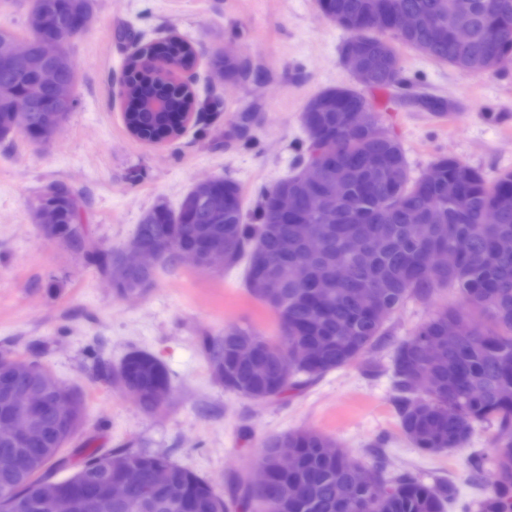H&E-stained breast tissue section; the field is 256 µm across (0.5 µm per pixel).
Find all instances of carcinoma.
<instances>
[{
	"mask_svg": "<svg viewBox=\"0 0 512 512\" xmlns=\"http://www.w3.org/2000/svg\"><path fill=\"white\" fill-rule=\"evenodd\" d=\"M321 13L351 36L360 39L370 57L373 80L369 88H391L402 77L400 55L394 42L424 57L455 69L477 74L495 72L498 53L512 50V0H317ZM405 11L421 18L416 29L401 33L395 23ZM90 12V0H32L24 22L25 36L12 28L0 29V141L13 139L15 108L25 104L27 138L40 139L42 131L66 122L75 100L54 101L52 83L39 70L21 72L9 63L13 45L24 39L29 54L41 55V42L75 27ZM58 24L44 27V16ZM464 22L471 39L459 44L454 27ZM168 56L189 69L195 53L181 39L145 43L125 62L124 119L131 134L143 139L180 130L181 115L190 112L194 96L153 66ZM233 81L244 80L249 69L243 61H224L221 51L209 60ZM62 80L73 77L71 58L64 54L44 62ZM366 102L349 87L325 89L314 95L301 113L307 149L293 171L261 195L258 223H244L238 185L217 179L210 188L193 186L175 208L165 202L147 211L135 235L167 248L159 266H172L182 249L203 251L224 246L225 264L246 261L245 285L278 316L281 336L272 341L248 326H229L206 338L203 349L216 379L230 392L256 400L282 399L309 380L355 363L388 336L387 323L409 298L425 299L445 292L454 297L422 322L413 336L394 348L392 373L394 404L406 438L421 451L436 454L463 447L480 426L493 428L491 454L474 457L469 466L479 476L486 464L499 479L478 501L477 512H512V252L498 243L512 240V170L501 171L490 182L482 172L452 156L437 157L429 181L412 175L401 144L380 124L377 113L363 129L350 128L351 107ZM322 150L326 179L310 185L300 178L312 158L313 146ZM224 193V211L216 214L205 205L209 190ZM294 193L300 203L292 216L275 209V196ZM338 195L335 206L317 209L316 197ZM53 202L59 212V238L105 273H114L115 255L94 248L81 224L83 199L65 185H45L36 203ZM494 222L486 223V215ZM323 239L322 251L305 252L306 235ZM448 246L459 253L450 269L427 264L430 250ZM310 265L307 282L294 278V266ZM348 276L336 282V266ZM156 273L129 274L120 294H136L151 287ZM459 336L443 339L448 320ZM314 348L307 364L292 360V352ZM1 374L6 386L18 390L41 381L47 400L36 422L43 428L40 448L29 451L33 465L22 473L9 472L10 445L0 443V512H13L18 500L37 499L39 486L48 480L49 464L80 429L85 405L76 389L58 380L36 362H18ZM137 384L134 402L145 412L165 406L162 392L171 387L164 365L146 352H131L118 365ZM70 403L68 425L60 426L56 402ZM323 448L336 449L326 456ZM295 454L298 468L291 474L277 468L281 455ZM260 463L273 475L269 491L248 488L229 503L209 482L160 453L118 448L106 454L86 453L80 467L66 477L72 498H63L36 512H89L84 491L102 490L124 475L125 468L140 470L152 491L136 488L112 512H446L451 490L429 485L408 474L386 475L380 464L368 467L370 482L356 481L361 463L335 442L312 430L278 434L265 444ZM307 488L301 500L292 497L293 484ZM386 484L380 496L376 487Z\"/></svg>",
	"mask_w": 512,
	"mask_h": 512,
	"instance_id": "obj_1",
	"label": "carcinoma"
}]
</instances>
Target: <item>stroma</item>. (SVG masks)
<instances>
[{"instance_id": "stroma-1", "label": "stroma", "mask_w": 512, "mask_h": 512, "mask_svg": "<svg viewBox=\"0 0 512 512\" xmlns=\"http://www.w3.org/2000/svg\"><path fill=\"white\" fill-rule=\"evenodd\" d=\"M90 15L87 30L65 44L76 107L56 138L0 142V353L38 361L80 389L85 431L97 447L166 454L227 498L253 483L268 438L303 429L363 463L380 451L388 471L451 486L448 512L471 506L482 492L469 480L467 459L489 454L490 431H476L466 447L429 454L406 439L392 404V352L443 296L407 301L390 318L386 340L356 363L284 400H254L225 390L201 349L204 337L232 325L278 337V317L246 290L243 265L202 269L182 261L126 297L32 220V204L51 181L84 193L90 240L116 252L154 204L177 206L203 178L236 180L244 211L253 214L261 192L301 150L307 101L330 87L355 86L342 61L347 32L316 0H91ZM131 20L155 42L189 37L197 55L192 88L200 117L152 145L127 131L117 95L135 49L119 30ZM227 48L249 60L255 79L214 80L209 58ZM399 54L403 81L377 115L413 174L444 154L490 179L512 168V63L475 75L404 46ZM132 351L152 354L168 372L171 397L155 413L142 411L111 370L100 369Z\"/></svg>"}]
</instances>
